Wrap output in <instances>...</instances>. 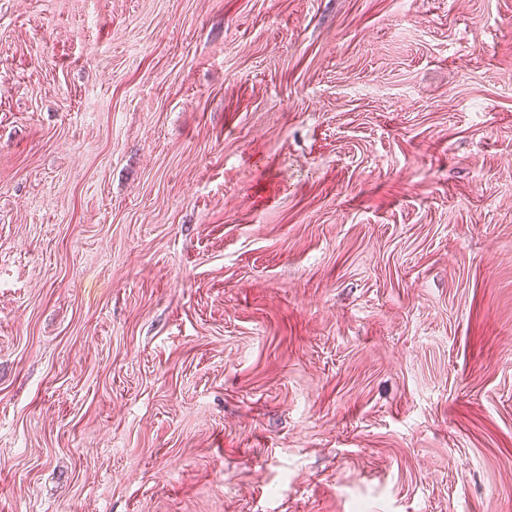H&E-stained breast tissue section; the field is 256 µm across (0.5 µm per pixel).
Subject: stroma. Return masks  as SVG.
Here are the masks:
<instances>
[{"instance_id": "35a3bbf8", "label": "stroma", "mask_w": 512, "mask_h": 512, "mask_svg": "<svg viewBox=\"0 0 512 512\" xmlns=\"http://www.w3.org/2000/svg\"><path fill=\"white\" fill-rule=\"evenodd\" d=\"M0 512H512V0H0Z\"/></svg>"}]
</instances>
